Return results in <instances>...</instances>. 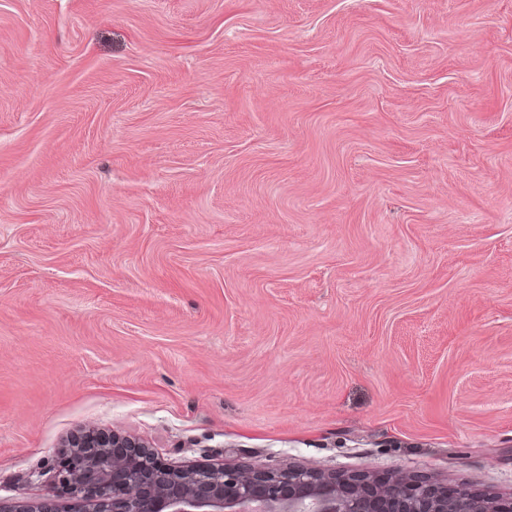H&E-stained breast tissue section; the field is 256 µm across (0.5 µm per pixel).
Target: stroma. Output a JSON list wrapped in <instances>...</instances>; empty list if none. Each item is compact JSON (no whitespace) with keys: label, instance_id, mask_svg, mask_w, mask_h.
I'll return each mask as SVG.
<instances>
[{"label":"stroma","instance_id":"stroma-1","mask_svg":"<svg viewBox=\"0 0 512 512\" xmlns=\"http://www.w3.org/2000/svg\"><path fill=\"white\" fill-rule=\"evenodd\" d=\"M87 426L512 494V0H0V499Z\"/></svg>","mask_w":512,"mask_h":512}]
</instances>
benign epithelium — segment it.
Here are the masks:
<instances>
[{
	"label": "benign epithelium",
	"mask_w": 512,
	"mask_h": 512,
	"mask_svg": "<svg viewBox=\"0 0 512 512\" xmlns=\"http://www.w3.org/2000/svg\"><path fill=\"white\" fill-rule=\"evenodd\" d=\"M53 481L83 512H512V495L478 494L403 473L378 484L369 473L320 467L170 468L136 438L94 426L65 442ZM0 512H55L17 497Z\"/></svg>",
	"instance_id": "1"
}]
</instances>
